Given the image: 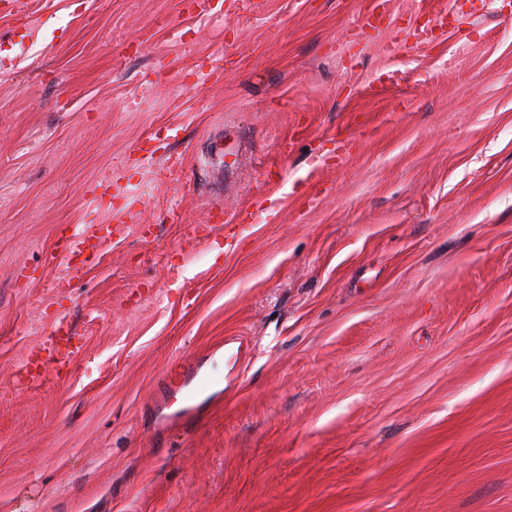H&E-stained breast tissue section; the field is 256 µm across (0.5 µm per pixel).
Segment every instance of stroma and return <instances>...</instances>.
I'll list each match as a JSON object with an SVG mask.
<instances>
[{
    "mask_svg": "<svg viewBox=\"0 0 512 512\" xmlns=\"http://www.w3.org/2000/svg\"><path fill=\"white\" fill-rule=\"evenodd\" d=\"M0 512H512V0H0ZM93 238L100 239L96 234L87 236L83 232L73 231L72 235L67 239L64 246V251L68 255L81 256L85 254L83 263L91 262L95 259L96 255L94 252L95 246L90 243ZM89 250V252H87Z\"/></svg>",
    "mask_w": 512,
    "mask_h": 512,
    "instance_id": "1",
    "label": "stroma"
}]
</instances>
